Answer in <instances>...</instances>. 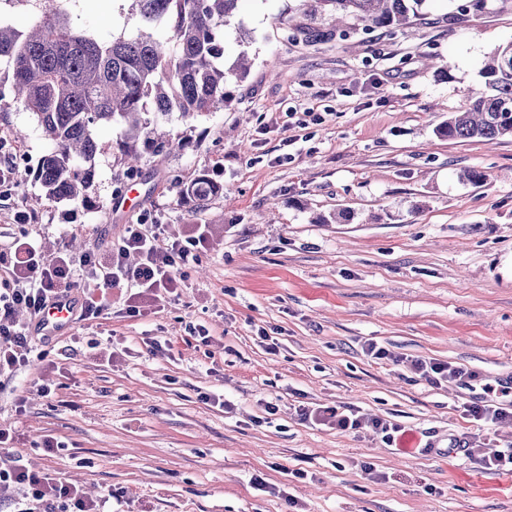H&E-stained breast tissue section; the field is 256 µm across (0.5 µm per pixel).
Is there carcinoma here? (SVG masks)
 Returning a JSON list of instances; mask_svg holds the SVG:
<instances>
[{"label": "carcinoma", "instance_id": "obj_1", "mask_svg": "<svg viewBox=\"0 0 512 512\" xmlns=\"http://www.w3.org/2000/svg\"><path fill=\"white\" fill-rule=\"evenodd\" d=\"M131 2L139 32L114 36L108 44L74 29L58 0H43L41 16L27 32L0 23V69L11 76L12 102L37 116L49 144L36 166L14 168L16 185L32 178L46 199L90 209L100 127H119L113 149L132 178L142 173L146 157L192 145L189 135L164 127L172 114L188 121L233 100L230 85L246 78L248 60L243 54L225 67L220 39L239 0ZM424 2L310 0L305 16L328 14V28L292 24L289 30L318 41L351 29L406 27ZM157 26L169 36H154ZM482 74L484 90L448 116L439 136L489 143L512 136V44L496 49ZM219 190L205 171L179 189L178 199L202 207Z\"/></svg>", "mask_w": 512, "mask_h": 512}]
</instances>
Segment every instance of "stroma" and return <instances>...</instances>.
<instances>
[{
	"label": "stroma",
	"instance_id": "stroma-1",
	"mask_svg": "<svg viewBox=\"0 0 512 512\" xmlns=\"http://www.w3.org/2000/svg\"><path fill=\"white\" fill-rule=\"evenodd\" d=\"M460 2L425 0L403 29L309 43L287 40L284 26L304 21L302 0H240L221 43L228 65L249 51L248 77L231 105L173 117L195 148L145 162L137 184L141 212L161 213L168 235L209 224L213 237L160 312L128 316L118 296L98 320L59 331L20 378L23 409L0 387V426L15 428L28 467L111 494L112 512H293L294 499L306 512H512V473L423 451L451 434L506 448L512 423H473L459 410L471 391L429 385L362 350L374 340L483 378L512 375V137L437 133L483 89L489 54L512 43V0L464 15ZM59 3L100 42L137 26L129 0ZM15 130L16 153L37 162L48 143L36 116L0 109V134ZM117 136L98 131L94 209L49 201L31 180L0 200V228L26 209L50 256L74 239L87 249L116 240L137 221L118 196L128 179ZM466 168L484 183L463 182ZM204 170L221 192L202 209L178 200ZM340 211L347 221L320 223ZM199 324L208 344L193 333ZM155 337L170 341V356L149 353ZM92 341L132 354L111 365ZM43 383L52 399L36 392ZM212 392L224 406L203 401ZM305 402L351 405L403 434L388 445L303 424ZM47 438L59 448L46 451ZM365 461L380 480L367 479ZM298 468L307 478L289 481Z\"/></svg>",
	"mask_w": 512,
	"mask_h": 512
}]
</instances>
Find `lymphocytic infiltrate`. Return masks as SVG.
<instances>
[{
  "label": "lymphocytic infiltrate",
  "mask_w": 512,
  "mask_h": 512,
  "mask_svg": "<svg viewBox=\"0 0 512 512\" xmlns=\"http://www.w3.org/2000/svg\"><path fill=\"white\" fill-rule=\"evenodd\" d=\"M33 220L31 214L16 212L13 233L0 242V378L8 381L45 358L47 335L33 320L51 300L73 299L75 322H89L110 310L114 290L123 289L129 316L157 313L166 299L180 293L183 270L198 262V249L211 234L210 225L197 224L185 238H169L153 214L127 225L107 250L89 249L77 256L65 251L49 258L27 230ZM510 395L511 388L486 383L479 400L464 402L461 408L477 421L511 420L512 410L502 403ZM299 417L342 431L368 429L388 443L397 431L396 425L347 405L303 407ZM14 440L12 429L0 428V503H8L11 512H56L62 501L74 512H106L109 496L89 498L56 474L29 469L20 456L11 454Z\"/></svg>",
  "instance_id": "1"
}]
</instances>
